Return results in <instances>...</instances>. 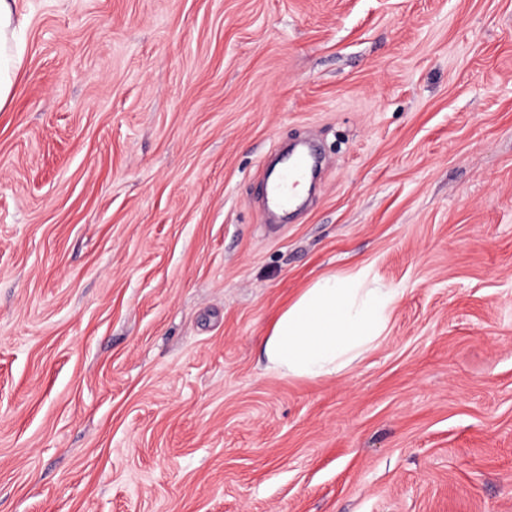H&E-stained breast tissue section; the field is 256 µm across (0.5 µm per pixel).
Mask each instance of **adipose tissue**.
<instances>
[{
  "label": "adipose tissue",
  "mask_w": 512,
  "mask_h": 512,
  "mask_svg": "<svg viewBox=\"0 0 512 512\" xmlns=\"http://www.w3.org/2000/svg\"><path fill=\"white\" fill-rule=\"evenodd\" d=\"M21 24L15 0H0V108L11 100L23 64ZM402 296L366 267L318 275L273 321L263 344L268 370L308 380L342 374L383 338Z\"/></svg>",
  "instance_id": "1"
}]
</instances>
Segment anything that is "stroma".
I'll list each match as a JSON object with an SVG mask.
<instances>
[{"label": "stroma", "instance_id": "1", "mask_svg": "<svg viewBox=\"0 0 512 512\" xmlns=\"http://www.w3.org/2000/svg\"><path fill=\"white\" fill-rule=\"evenodd\" d=\"M16 4L0 512H512V0ZM362 266L404 291L378 345L267 371ZM307 169V161L305 158H297L288 166V170L283 177L271 185L272 192L278 197L279 204L288 205L292 201L289 194V185L297 183V179L303 178Z\"/></svg>", "mask_w": 512, "mask_h": 512}]
</instances>
